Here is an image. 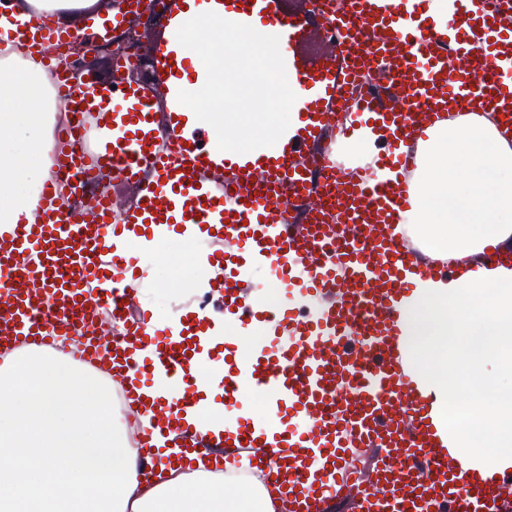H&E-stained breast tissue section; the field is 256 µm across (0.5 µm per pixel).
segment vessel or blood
Returning a JSON list of instances; mask_svg holds the SVG:
<instances>
[{"instance_id":"obj_1","label":"vessel or blood","mask_w":512,"mask_h":512,"mask_svg":"<svg viewBox=\"0 0 512 512\" xmlns=\"http://www.w3.org/2000/svg\"><path fill=\"white\" fill-rule=\"evenodd\" d=\"M429 2L347 0V11L333 15L324 0L295 10L286 0H230L224 11L236 22L259 17L286 35L285 68L303 92V128L286 137L280 156L258 161L218 150L215 130L181 110L178 91L198 77L175 48L186 0H164L168 26L157 37L151 83L128 80L122 64L106 89L58 78L71 118L53 126L51 176L30 216L0 223V352L46 346L107 313L115 334L83 335L82 357L92 369L108 365L126 400L164 375L182 382V398L153 399L154 426L136 431L141 444L171 438L180 464L198 455L219 472L248 464L288 512H328L333 502L347 512H423L427 503L437 512H512V499L498 494L512 484V462L491 466L442 447L397 328L395 306L417 280L453 272L423 260L399 229L412 208L421 134L447 115L489 111L512 128V0L488 8L448 0L443 25ZM312 15L335 44L313 58ZM8 36L42 56L74 34L33 19ZM449 47L461 60L453 72ZM372 59L404 94L394 105L373 88L353 104L343 134L372 128L381 141L370 161L355 163L324 141L334 119L328 107ZM325 180L333 221L311 204ZM114 183L135 190L118 219ZM195 226L207 232L203 264L219 270L207 297L243 328L268 327L248 359H238L236 342H206L216 325L208 305L188 304L161 329L135 305L146 265L132 237L168 238ZM249 265L289 287L288 300L272 310L258 305L245 292ZM144 348L149 356L134 360ZM219 360L225 404L244 403L250 391L263 395L267 411L239 416L217 435L186 433L184 416L200 394L193 367ZM368 451L387 496L361 486L355 458Z\"/></svg>"}]
</instances>
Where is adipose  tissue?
Instances as JSON below:
<instances>
[{"label":"adipose tissue","mask_w":512,"mask_h":512,"mask_svg":"<svg viewBox=\"0 0 512 512\" xmlns=\"http://www.w3.org/2000/svg\"><path fill=\"white\" fill-rule=\"evenodd\" d=\"M101 0H12L0 26L49 18L84 30ZM59 106L43 67L14 46L0 51V222L28 211L47 176L45 158ZM420 143L405 229L427 254L459 262L456 276L420 283L397 307L409 367L435 421L457 447L512 459V267L486 249L512 251V134L493 119L467 116L427 129ZM195 373L205 392L197 432L224 428L214 381L219 362ZM465 392L449 401L448 384ZM0 512H275L264 486L234 496L204 458L194 470L161 468L137 478V454L112 411L104 377L60 351L37 348L0 359Z\"/></svg>","instance_id":"1"}]
</instances>
